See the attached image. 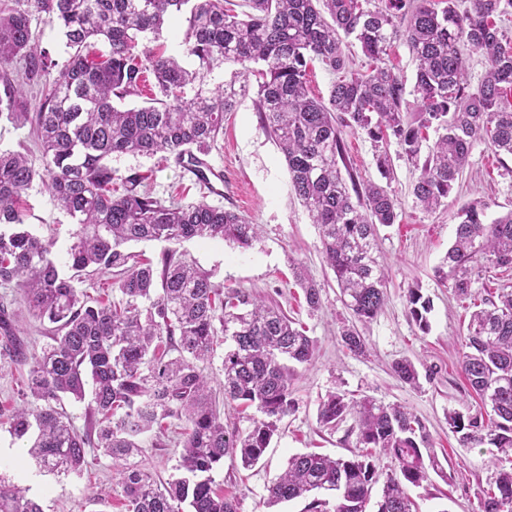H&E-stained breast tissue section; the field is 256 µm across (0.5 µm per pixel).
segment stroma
I'll list each match as a JSON object with an SVG mask.
<instances>
[{"instance_id": "obj_1", "label": "stroma", "mask_w": 512, "mask_h": 512, "mask_svg": "<svg viewBox=\"0 0 512 512\" xmlns=\"http://www.w3.org/2000/svg\"><path fill=\"white\" fill-rule=\"evenodd\" d=\"M256 101V92H249L239 98L234 111L225 113L224 134L207 157L224 174L223 195L199 189L180 166L160 154H123L110 161L115 177L148 174V187L161 200L182 205L205 202L258 224L260 235L246 249L200 238L177 243L175 249L209 271L225 291L242 290L280 307L299 320L316 343L312 361L299 366L292 381L295 409L283 420L262 461L248 470L225 463L214 474L216 483L225 495L235 497L239 512H264L266 488L284 471L291 455L311 450L349 455L356 444L351 422L330 432L317 420L320 400L336 390L354 399L368 396L400 404L425 424L445 471L456 472L457 478L450 483L434 475L411 488L416 512H479V497L494 472L491 455L485 448L461 447L448 427L450 412H472L479 406L460 366L472 306L440 282L435 270L454 241V215L462 205L480 202L490 220L512 211V157L476 143L454 192L437 211L427 213L415 206L411 195L417 170L399 158L396 143L387 145L394 167L390 188L400 206L398 223L378 230L387 301L375 319L357 323L340 301L318 228L292 190L285 160L259 123ZM24 222L32 233L53 239L54 259L65 261L76 227L53 205L41 182H34L25 195ZM296 266L321 290L318 311L306 308L292 275ZM411 286L431 301L428 331L419 330L408 312L406 294ZM350 324L365 337V354H353L343 346L340 332ZM405 358L421 373L419 386L404 384L394 374L393 364ZM26 378V367L0 355V473L26 488L44 512H125L111 458L92 456L90 467L78 476L43 473L24 459L22 442L10 436L5 422L21 402ZM142 447L137 461L144 470L164 480L174 474L179 450L173 441L160 447L149 436ZM104 489L110 496L98 501Z\"/></svg>"}]
</instances>
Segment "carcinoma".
Here are the masks:
<instances>
[{"label":"carcinoma","mask_w":512,"mask_h":512,"mask_svg":"<svg viewBox=\"0 0 512 512\" xmlns=\"http://www.w3.org/2000/svg\"><path fill=\"white\" fill-rule=\"evenodd\" d=\"M3 0L0 3V120L30 124L46 164L37 169L19 151L0 152V285L17 283L19 302L45 328L47 343L27 361L0 304V341L9 356L29 365L23 405L7 419L8 432L30 442L29 454L47 473L79 475L96 450L119 467L126 512H238L237 502L214 487L224 458L245 468L264 457L282 420L295 408L290 381L309 362L314 341L281 309L245 292L224 297L211 274L174 250L153 262L125 251L129 242L231 241L249 248L259 225L207 203L165 204L143 188L147 177L114 178V154L166 153L178 164L195 151L210 153L224 134V113L247 91L249 64H259L257 112L283 154L291 187L318 226L322 252L340 299L351 316L369 322L386 302L379 264L378 226L395 224L399 205L388 188L343 177L345 129L361 131L379 146L390 140L419 171L412 185L416 206L440 208L455 189L476 142L512 156V43L501 18L512 0ZM41 17L59 28L67 57L58 62L37 48L30 27ZM185 17L179 55L161 45L139 46L146 34ZM371 60L366 72L347 69L346 39ZM402 40L417 62L406 91L386 58ZM103 42L107 50L97 49ZM479 54L485 74L477 87L466 59ZM24 61L23 76L13 70ZM318 61L336 75L328 99L310 96L307 75ZM239 66L229 82L213 81L225 66ZM60 77L31 106L25 86L49 69ZM154 76L153 102L118 108ZM416 110L402 109L405 93ZM440 132L422 154L424 131ZM40 180L55 205L76 221L66 269L51 258L53 242L25 228L22 205ZM453 244L436 269L462 299L474 301L461 368L469 389L491 413L452 412L448 426L464 448L512 452V286L476 287L494 267L512 271V212L486 222L482 206L454 215ZM115 271L116 301H100L74 287L84 272ZM307 307H321L319 288L295 272ZM412 320L425 332L430 300L407 289ZM352 353L365 352L355 327L341 333ZM226 343L222 359L224 402L253 407L259 417L245 429L226 424L201 365ZM395 375L416 387L420 374L407 359ZM91 400L84 427L64 409L66 396ZM329 430L351 418L359 451L332 458L294 454L267 487L272 509L311 498L305 512H367L378 475L374 457L397 463L387 475L377 512H412L409 487L440 473L430 435L405 407L372 398L353 400L332 391L318 405ZM178 429L180 474L166 482L130 461L147 435ZM512 467H498L480 499V512H512ZM0 512H43L41 505L0 475Z\"/></svg>","instance_id":"1"}]
</instances>
